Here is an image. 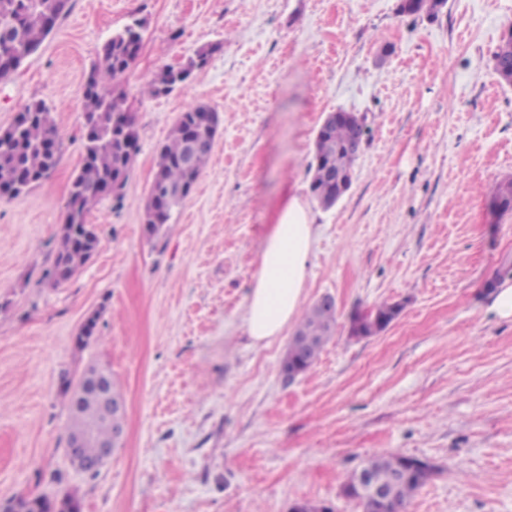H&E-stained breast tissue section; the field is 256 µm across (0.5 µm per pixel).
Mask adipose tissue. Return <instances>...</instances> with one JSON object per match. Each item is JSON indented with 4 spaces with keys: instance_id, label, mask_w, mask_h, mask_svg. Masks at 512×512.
<instances>
[{
    "instance_id": "ef3b65f1",
    "label": "adipose tissue",
    "mask_w": 512,
    "mask_h": 512,
    "mask_svg": "<svg viewBox=\"0 0 512 512\" xmlns=\"http://www.w3.org/2000/svg\"><path fill=\"white\" fill-rule=\"evenodd\" d=\"M312 244L309 213L298 198H291L266 240L248 297L243 326L254 344L280 336L297 316Z\"/></svg>"
}]
</instances>
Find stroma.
<instances>
[{"instance_id":"stroma-1","label":"stroma","mask_w":512,"mask_h":512,"mask_svg":"<svg viewBox=\"0 0 512 512\" xmlns=\"http://www.w3.org/2000/svg\"><path fill=\"white\" fill-rule=\"evenodd\" d=\"M399 0H70L52 33L0 80V131L34 100L52 111V176L0 199V504L75 494L81 512H289L324 501L369 456L436 465L408 512H512V85L492 57L512 0H447L437 16ZM141 52L121 84L139 151L122 200L89 212L99 245L67 284L42 276L81 163L82 87L103 43L133 19ZM214 46L171 93L145 82ZM219 115L209 160L164 235L144 206L180 112ZM365 116L352 186L312 197L308 164L328 113ZM299 198L314 243L302 308L336 303L315 366L282 371L289 338L253 346L243 327L261 250ZM402 306L382 332L351 317ZM98 331L74 338L86 319ZM99 365L125 404L122 446L97 476L66 451L64 374Z\"/></svg>"}]
</instances>
